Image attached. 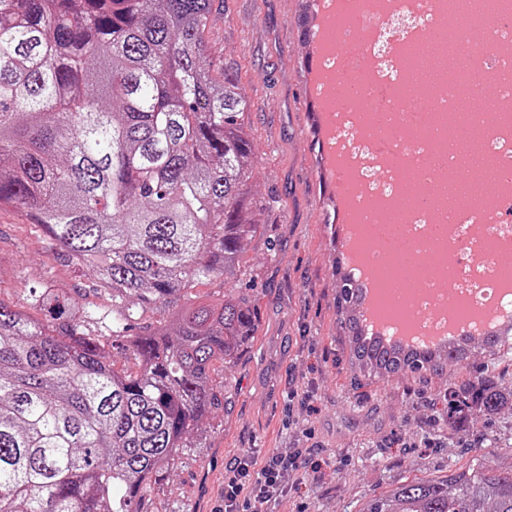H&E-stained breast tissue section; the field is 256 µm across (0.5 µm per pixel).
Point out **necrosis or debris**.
I'll list each match as a JSON object with an SVG mask.
<instances>
[{"mask_svg":"<svg viewBox=\"0 0 512 512\" xmlns=\"http://www.w3.org/2000/svg\"><path fill=\"white\" fill-rule=\"evenodd\" d=\"M397 6L385 18H370L367 0H355L354 21L344 23L334 42L330 65L337 80L349 95L359 96L360 104L344 103L337 108L338 151L348 179L358 187L353 198L354 220L360 227L367 247H374L382 223L380 214L371 208L374 200L393 198L399 183L402 164L428 165L431 158H442L449 169H458L455 156L448 153V139L462 128L453 112L458 85H448L445 96L435 98L428 91L408 104L399 101L395 91L405 79L394 44L398 38L417 29L436 30L448 19V0H396ZM488 28L486 42L490 47L484 70L475 78L471 96L475 109L471 119L484 124L486 116L512 124V110L495 108L498 96L512 97V0H486ZM389 153L393 161L385 171H376L371 158L375 152ZM433 199L413 210L408 222L450 224L458 243L456 252L439 238H428L425 266L451 263L448 280L456 292L466 296L465 310L477 316L482 306L469 291L476 281L471 272V259L481 247L473 232L476 224H493L501 234L512 237V214L491 210L472 212L463 220L455 204L440 207L438 199L447 197V185H434Z\"/></svg>","mask_w":512,"mask_h":512,"instance_id":"necrosis-or-debris-1","label":"necrosis or debris"}]
</instances>
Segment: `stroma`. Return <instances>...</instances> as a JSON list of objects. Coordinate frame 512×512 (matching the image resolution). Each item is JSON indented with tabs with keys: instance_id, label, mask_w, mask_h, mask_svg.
<instances>
[{
	"instance_id": "1",
	"label": "stroma",
	"mask_w": 512,
	"mask_h": 512,
	"mask_svg": "<svg viewBox=\"0 0 512 512\" xmlns=\"http://www.w3.org/2000/svg\"><path fill=\"white\" fill-rule=\"evenodd\" d=\"M301 0H213L205 32L215 76L237 81L256 105L245 118L257 163L248 181L259 232L243 250L236 287L252 289L258 334L241 355L224 408L170 462L144 512H218L224 471L246 452L288 451L303 430L318 443L317 470L289 484L273 512H362L398 485L489 463L512 468V411L474 412L467 430L435 431L419 405L464 370L390 379L363 377L349 362L333 307L343 220L320 163L306 92L310 60ZM46 283L93 310L112 306L18 208L0 206V300L27 307L25 284ZM312 412L286 413L289 384Z\"/></svg>"
}]
</instances>
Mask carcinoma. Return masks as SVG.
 Returning <instances> with one entry per match:
<instances>
[{"label":"carcinoma","instance_id":"cac0c4a2","mask_svg":"<svg viewBox=\"0 0 512 512\" xmlns=\"http://www.w3.org/2000/svg\"><path fill=\"white\" fill-rule=\"evenodd\" d=\"M212 0H0V205L18 207L112 292V342L59 289L0 301V512H142L257 326L228 283L258 233L255 163L239 84L217 79L204 33ZM337 325L370 376H419L447 359L366 348L343 278ZM171 308L134 331L147 308ZM512 351V332L461 347ZM132 361L119 368L110 354ZM448 384V399L480 384ZM363 512H512V471L481 464L370 499Z\"/></svg>","mask_w":512,"mask_h":512}]
</instances>
